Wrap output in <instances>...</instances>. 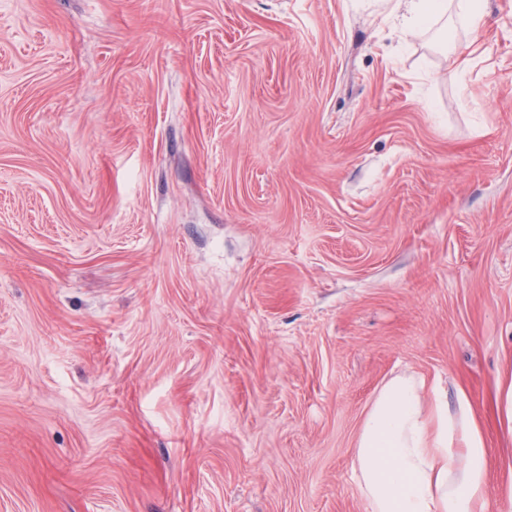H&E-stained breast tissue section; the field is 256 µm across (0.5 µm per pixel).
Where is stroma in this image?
<instances>
[{"label": "stroma", "instance_id": "35a3bbf8", "mask_svg": "<svg viewBox=\"0 0 512 512\" xmlns=\"http://www.w3.org/2000/svg\"><path fill=\"white\" fill-rule=\"evenodd\" d=\"M0 0V512H369L397 375L512 512V0ZM392 12H401L402 23L413 29L432 26L448 14L447 0H390ZM458 15L469 27L478 30L486 24V11L476 0H457L455 4Z\"/></svg>", "mask_w": 512, "mask_h": 512}]
</instances>
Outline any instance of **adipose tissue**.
Here are the masks:
<instances>
[{"instance_id":"obj_1","label":"adipose tissue","mask_w":512,"mask_h":512,"mask_svg":"<svg viewBox=\"0 0 512 512\" xmlns=\"http://www.w3.org/2000/svg\"><path fill=\"white\" fill-rule=\"evenodd\" d=\"M471 29L486 24L477 0H394L393 12L417 29L449 8ZM471 408L449 412L441 394L424 403L422 385L397 376L371 402L354 448L359 487L371 512H476L486 494L487 450L472 429Z\"/></svg>"}]
</instances>
